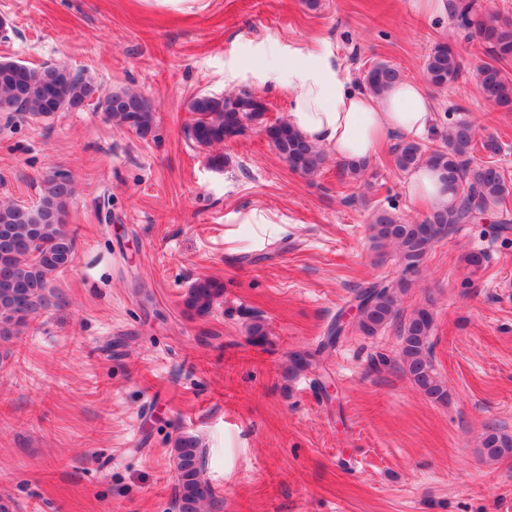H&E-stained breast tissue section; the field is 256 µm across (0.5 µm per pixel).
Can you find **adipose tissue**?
<instances>
[{
	"instance_id": "obj_1",
	"label": "adipose tissue",
	"mask_w": 512,
	"mask_h": 512,
	"mask_svg": "<svg viewBox=\"0 0 512 512\" xmlns=\"http://www.w3.org/2000/svg\"><path fill=\"white\" fill-rule=\"evenodd\" d=\"M294 55L267 76L288 91L291 125L337 159H367L388 132L418 139L431 128L433 106L420 83L402 80L378 97L351 82L329 43ZM408 190L435 207L455 204L454 191L427 164L410 174Z\"/></svg>"
}]
</instances>
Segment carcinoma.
<instances>
[{
  "label": "carcinoma",
  "mask_w": 512,
  "mask_h": 512,
  "mask_svg": "<svg viewBox=\"0 0 512 512\" xmlns=\"http://www.w3.org/2000/svg\"><path fill=\"white\" fill-rule=\"evenodd\" d=\"M457 15L470 36L484 45L494 60L512 58V22L495 16L471 20L473 0H458ZM463 74L457 52L446 43L435 44L425 61L427 81L436 88L455 83ZM401 80L400 71L384 62L367 71L365 86L380 95ZM479 90L492 106L512 110V81L500 69L487 63L477 76ZM103 111L117 125L134 130L146 138L154 130L151 101L129 88L104 90L91 78L64 66L30 67L8 58L0 59V112H25L48 117L57 112L81 109L87 104ZM186 125L188 138L207 148L244 135L248 124L260 125L270 145L289 168L306 176L317 174L327 155L305 140L290 124L279 118H265L267 106L250 93L224 96L201 95L194 98ZM446 145L429 148L413 140H402L394 148V165L403 173L429 164L456 194L454 207L434 208L419 221L403 220L387 210L374 213L371 239L383 248H396L402 273L389 282H371L354 293L361 301L357 329L373 336L395 322L400 302L423 267L426 256L439 241L453 234L462 224H474L487 210L502 204L512 194V185L493 162L472 159L474 133L470 122L461 120L448 126ZM73 195L68 176L55 173L46 177L37 205L19 207L0 204V340L18 335L29 317L47 306L52 296L54 275L68 269L76 253V237L57 218L67 214ZM224 283L216 278L195 280L183 298L187 312L197 317L208 315L220 298ZM434 325L432 312L421 307L400 323V360L414 385L436 403H448V388L435 372L430 360L429 336ZM254 345L264 343L267 331L259 317L247 326ZM343 333L339 320L327 329L323 342L313 351L289 355L288 374L309 370L322 361L323 354L336 346ZM484 453L493 460L512 458V437L493 430L482 441ZM178 478V512H200L215 499L204 478L205 457L198 440L182 435L174 444Z\"/></svg>",
  "instance_id": "1"
}]
</instances>
